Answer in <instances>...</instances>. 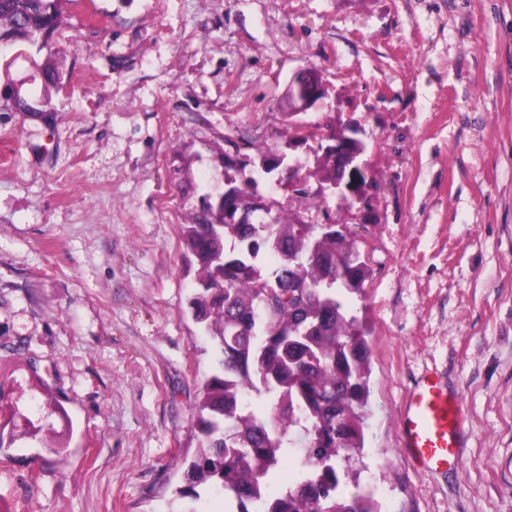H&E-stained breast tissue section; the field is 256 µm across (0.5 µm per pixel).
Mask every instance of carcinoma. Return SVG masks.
I'll return each instance as SVG.
<instances>
[{"instance_id":"obj_1","label":"carcinoma","mask_w":512,"mask_h":512,"mask_svg":"<svg viewBox=\"0 0 512 512\" xmlns=\"http://www.w3.org/2000/svg\"><path fill=\"white\" fill-rule=\"evenodd\" d=\"M59 27L55 0H0V42L43 50ZM326 178L348 168L324 155ZM224 203L250 210L257 191L228 181ZM182 239L200 266L193 319L220 349L195 408L198 448L183 497L224 492L249 512L257 491L295 459L301 479L269 512H382L351 462L365 449L371 347L347 297L369 277L356 242L333 224L218 223L198 210ZM279 258L268 271L265 252Z\"/></svg>"}]
</instances>
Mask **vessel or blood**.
<instances>
[{
	"label": "vessel or blood",
	"mask_w": 512,
	"mask_h": 512,
	"mask_svg": "<svg viewBox=\"0 0 512 512\" xmlns=\"http://www.w3.org/2000/svg\"><path fill=\"white\" fill-rule=\"evenodd\" d=\"M463 426L459 398L442 378L424 374L409 389L398 418L400 451L417 469L440 474L458 471Z\"/></svg>",
	"instance_id": "vessel-or-blood-1"
}]
</instances>
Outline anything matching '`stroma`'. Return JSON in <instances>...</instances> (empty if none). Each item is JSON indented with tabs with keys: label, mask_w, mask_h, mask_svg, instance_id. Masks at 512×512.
Returning a JSON list of instances; mask_svg holds the SVG:
<instances>
[{
	"label": "stroma",
	"mask_w": 512,
	"mask_h": 512,
	"mask_svg": "<svg viewBox=\"0 0 512 512\" xmlns=\"http://www.w3.org/2000/svg\"><path fill=\"white\" fill-rule=\"evenodd\" d=\"M56 9L51 51L0 48V512H224L174 491L218 358L190 313L181 231L227 177L256 179L284 217L337 225L368 265L347 303L372 348L361 477L384 512H512V0ZM306 67L325 95L293 112ZM326 125L367 144L356 198L294 137ZM269 148L299 182L261 172ZM225 150L246 169L225 171ZM429 370L465 411L445 477L398 450Z\"/></svg>",
	"instance_id": "35a3bbf8"
}]
</instances>
